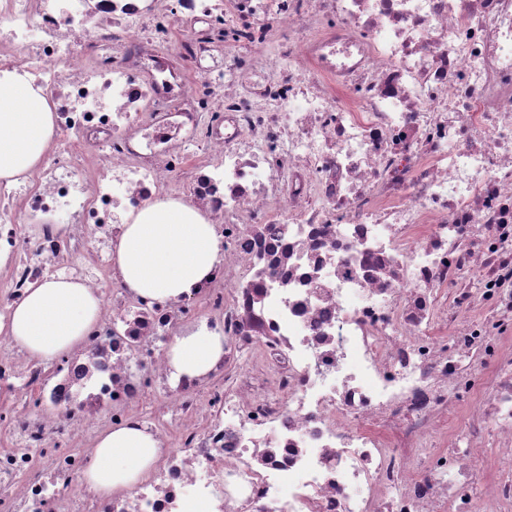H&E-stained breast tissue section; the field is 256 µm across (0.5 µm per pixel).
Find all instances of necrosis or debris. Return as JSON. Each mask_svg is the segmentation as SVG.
<instances>
[{
	"mask_svg": "<svg viewBox=\"0 0 512 512\" xmlns=\"http://www.w3.org/2000/svg\"><path fill=\"white\" fill-rule=\"evenodd\" d=\"M0 71L53 114L0 180V320L51 277L101 295L56 361L0 339V512H512V0H0ZM164 190L224 253L176 302L108 284ZM202 321L223 356L173 378ZM136 420L161 454L99 497ZM102 432L84 475L88 487L102 496L133 489L161 453L154 434L139 421Z\"/></svg>",
	"mask_w": 512,
	"mask_h": 512,
	"instance_id": "necrosis-or-debris-1",
	"label": "necrosis or debris"
}]
</instances>
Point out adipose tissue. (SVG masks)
<instances>
[{
	"mask_svg": "<svg viewBox=\"0 0 512 512\" xmlns=\"http://www.w3.org/2000/svg\"><path fill=\"white\" fill-rule=\"evenodd\" d=\"M53 134L49 105L21 76L0 74V179L36 170ZM215 228L184 199L163 196L129 213L114 244L112 271L121 286L147 298L191 295L222 259ZM101 298L82 282L51 277L27 290L0 335L30 356L52 361L79 346L97 319ZM224 352L221 333L199 325L172 336L167 353L174 376H201ZM161 450L145 424L102 432L84 475L102 496L133 489Z\"/></svg>",
	"mask_w": 512,
	"mask_h": 512,
	"instance_id": "ef3b65f1",
	"label": "adipose tissue"
}]
</instances>
